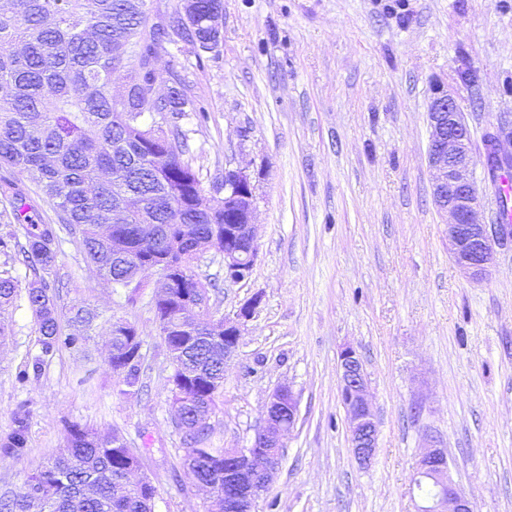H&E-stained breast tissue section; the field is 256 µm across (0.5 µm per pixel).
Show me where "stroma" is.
Returning a JSON list of instances; mask_svg holds the SVG:
<instances>
[{"mask_svg": "<svg viewBox=\"0 0 512 512\" xmlns=\"http://www.w3.org/2000/svg\"><path fill=\"white\" fill-rule=\"evenodd\" d=\"M221 27L219 52L175 37L157 63L162 87L181 82L208 113L183 121L205 193L228 168L255 187L250 277L225 282L210 255L197 269L218 284L219 315L262 296L224 369L216 446H248L271 393L287 386L298 418L257 512H417L411 478L431 446L445 450L477 512H512V245L498 248L487 279L467 277L448 251L427 162V112L442 86L471 128L486 189L480 218L492 223L498 187L482 138L512 131V0H224ZM158 278L144 273L128 304L63 243L46 279L65 281L61 308L81 302L101 321L24 383L16 376L38 351L36 326L22 304L1 316L10 334L0 434L22 407L30 443L21 460L0 462V499L26 492L75 421L142 450L154 512H207L171 423L170 358L151 304ZM113 317L143 340L142 385L126 394L108 364ZM348 346L379 428L367 469L350 451L341 397Z\"/></svg>", "mask_w": 512, "mask_h": 512, "instance_id": "obj_1", "label": "stroma"}]
</instances>
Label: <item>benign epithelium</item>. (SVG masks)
Masks as SVG:
<instances>
[{
    "instance_id": "7a95c632",
    "label": "benign epithelium",
    "mask_w": 512,
    "mask_h": 512,
    "mask_svg": "<svg viewBox=\"0 0 512 512\" xmlns=\"http://www.w3.org/2000/svg\"><path fill=\"white\" fill-rule=\"evenodd\" d=\"M427 160L432 170V198L449 217L448 251L461 271L474 280L491 275L496 247L512 243V224H484L478 218L479 188L474 179L477 160L468 124L453 94L439 88L428 112ZM498 130L485 136L488 156L499 157L502 139ZM224 200L237 204V223L224 226V281L240 283L249 278L258 256L253 222L254 186L241 171L224 172ZM262 295L246 300L234 317L224 318V360L236 352L242 328L260 305ZM342 400L348 413L351 452L360 466L374 460L378 427L368 380L357 352L347 347L340 354ZM298 401L291 388L281 386L265 407L264 425L247 448L224 449V512H256L257 501L272 485L281 464L283 437L294 428ZM415 479L432 483L435 494L417 512H475L473 502L449 476L448 458L441 448L426 449L416 464Z\"/></svg>"
}]
</instances>
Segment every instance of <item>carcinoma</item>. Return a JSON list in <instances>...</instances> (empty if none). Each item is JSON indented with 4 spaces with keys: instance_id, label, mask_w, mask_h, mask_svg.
<instances>
[{
    "instance_id": "cac0c4a2",
    "label": "carcinoma",
    "mask_w": 512,
    "mask_h": 512,
    "mask_svg": "<svg viewBox=\"0 0 512 512\" xmlns=\"http://www.w3.org/2000/svg\"><path fill=\"white\" fill-rule=\"evenodd\" d=\"M224 0H186L166 26L150 23L147 0H8L0 9V164L30 179L55 220L36 224L24 189L0 180V198L17 229L14 242L28 276L0 268V311L24 300L38 353L18 373L25 382L64 348L79 347L98 314L70 308L66 334L57 288L45 279L64 242H74L98 275L137 301L140 273L153 270L165 291L152 304L173 367L171 398L182 402L174 428L198 486L224 504V449L214 447L211 418L224 387V318L210 311L208 287L195 271L200 255L224 252L233 201L203 196L188 160L189 131L180 124L205 110L187 91L157 88L155 62L176 35L203 52L216 49ZM135 63H130V60ZM124 72L125 88L112 93ZM24 241H19L18 235ZM108 363L119 382L137 386L142 339L126 319L108 321ZM28 412L14 413L0 436V461L28 451ZM140 456L123 437L67 423L64 446L27 476V492L5 512H152L156 487L129 479Z\"/></svg>"
}]
</instances>
